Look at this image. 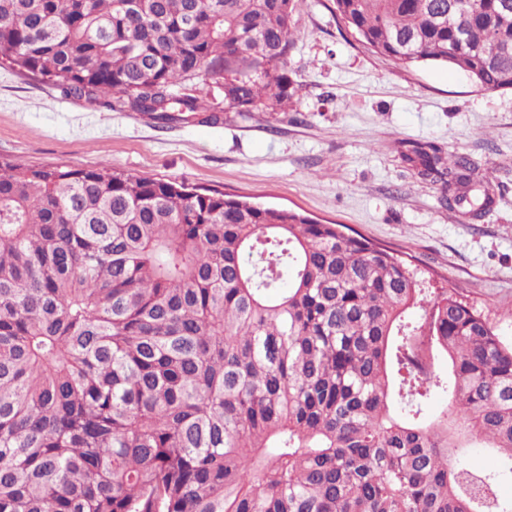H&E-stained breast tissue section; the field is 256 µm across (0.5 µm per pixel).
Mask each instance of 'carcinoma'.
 Instances as JSON below:
<instances>
[{"mask_svg":"<svg viewBox=\"0 0 512 512\" xmlns=\"http://www.w3.org/2000/svg\"><path fill=\"white\" fill-rule=\"evenodd\" d=\"M502 0H334L404 68L512 90ZM297 0H0V63L169 124L288 98ZM474 218L492 180L415 145ZM448 359V373L435 359ZM435 395L448 405L434 420ZM480 441L478 475L458 449ZM512 346L457 289L287 209L0 162V512H512Z\"/></svg>","mask_w":512,"mask_h":512,"instance_id":"obj_1","label":"carcinoma"}]
</instances>
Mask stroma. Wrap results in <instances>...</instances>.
<instances>
[{
  "label": "stroma",
  "instance_id": "35a3bbf8",
  "mask_svg": "<svg viewBox=\"0 0 512 512\" xmlns=\"http://www.w3.org/2000/svg\"><path fill=\"white\" fill-rule=\"evenodd\" d=\"M331 5L299 0L294 91L273 111L160 126L0 68V160L107 164L347 225L411 255L433 287L461 289L512 344V91L481 90L447 65L402 69L340 28ZM407 142L467 156L491 174L490 211L474 220L450 210L440 185L402 157Z\"/></svg>",
  "mask_w": 512,
  "mask_h": 512
}]
</instances>
